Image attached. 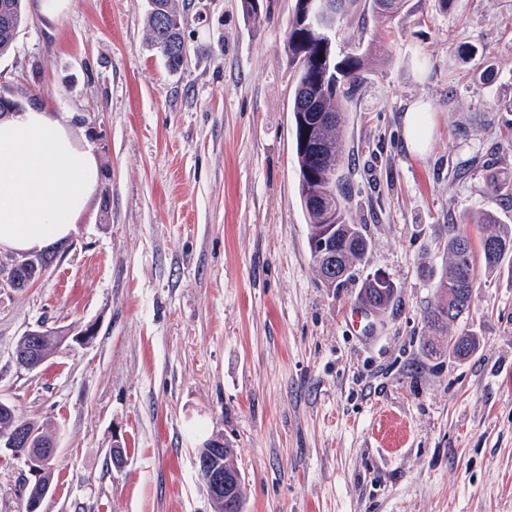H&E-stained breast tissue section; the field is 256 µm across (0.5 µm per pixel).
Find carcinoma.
<instances>
[{
    "label": "carcinoma",
    "mask_w": 512,
    "mask_h": 512,
    "mask_svg": "<svg viewBox=\"0 0 512 512\" xmlns=\"http://www.w3.org/2000/svg\"><path fill=\"white\" fill-rule=\"evenodd\" d=\"M166 20L154 13H147L150 40L166 58L173 69L180 67L183 33L177 20L183 15L172 5V0H162ZM342 9L336 20H341L351 9L365 6L374 13L393 15L403 10L409 0H340ZM304 0H296L295 24L288 27L287 51L295 65L296 84L293 100L296 160L298 165V191L308 226V237L322 234L323 224L329 213L336 214V255L341 275L336 286H341L352 276L354 262L368 249V240L362 225L352 222L343 200L345 176L336 172V192L322 198L318 206L310 205L306 191L315 180H324L330 167H338L343 154L340 137V119L348 102L353 98L361 80V73L373 45H358L336 56L334 45L325 42L321 34L306 27L300 21ZM25 21L24 0H0V55L8 53ZM484 224L497 226L488 238L498 243L495 254L482 256L490 270L500 268L504 260L512 256V225L501 224L493 216L482 220ZM448 266L441 275L439 287L448 290V299L425 312L424 320L438 333L448 322L455 321L470 312L471 294L465 289L475 283L474 251L471 241L456 232L448 237ZM396 295L395 288H382L369 280L361 285V299L385 309Z\"/></svg>",
    "instance_id": "carcinoma-1"
}]
</instances>
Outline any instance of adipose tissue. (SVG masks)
I'll use <instances>...</instances> for the list:
<instances>
[{"label":"adipose tissue","mask_w":512,"mask_h":512,"mask_svg":"<svg viewBox=\"0 0 512 512\" xmlns=\"http://www.w3.org/2000/svg\"><path fill=\"white\" fill-rule=\"evenodd\" d=\"M100 173L67 119L41 108L1 116L0 249L32 253L66 243Z\"/></svg>","instance_id":"1"}]
</instances>
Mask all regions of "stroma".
I'll list each match as a JSON object with an SVG mask.
<instances>
[{"label":"stroma","instance_id":"35a3bbf8","mask_svg":"<svg viewBox=\"0 0 512 512\" xmlns=\"http://www.w3.org/2000/svg\"><path fill=\"white\" fill-rule=\"evenodd\" d=\"M189 59L170 69L145 0H33L0 56V95L73 117L101 183L34 285L0 292V397L52 433L42 512H217L196 451L223 439L244 512H512V267H477L468 318L432 336L460 214L512 225V0H409L339 37L382 38L344 114V172L369 247L324 287L308 246L286 49L295 0H174ZM498 71L473 76L460 47ZM425 105L427 144L405 112ZM392 305L347 323L371 274ZM95 325L33 370L27 330ZM471 333L467 359L438 352ZM123 468L109 459L113 441ZM24 466L0 460V512H24ZM426 113L422 108L415 106L409 112L404 114V123L406 127V146L412 151H418L426 144L427 123Z\"/></svg>","mask_w":512,"mask_h":512}]
</instances>
